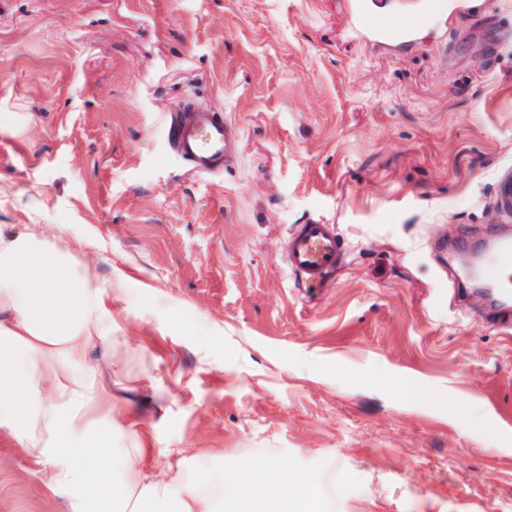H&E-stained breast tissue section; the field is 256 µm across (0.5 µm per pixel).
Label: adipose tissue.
Here are the masks:
<instances>
[{
    "mask_svg": "<svg viewBox=\"0 0 512 512\" xmlns=\"http://www.w3.org/2000/svg\"><path fill=\"white\" fill-rule=\"evenodd\" d=\"M61 233L58 224L0 231V431L65 512H222L228 496L262 512L296 497L271 462L205 484L150 446L140 414L112 398L130 354L112 332L118 291L79 263L84 241L61 245Z\"/></svg>",
    "mask_w": 512,
    "mask_h": 512,
    "instance_id": "1",
    "label": "adipose tissue"
}]
</instances>
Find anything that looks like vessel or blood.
<instances>
[{
	"instance_id": "obj_1",
	"label": "vessel or blood",
	"mask_w": 512,
	"mask_h": 512,
	"mask_svg": "<svg viewBox=\"0 0 512 512\" xmlns=\"http://www.w3.org/2000/svg\"><path fill=\"white\" fill-rule=\"evenodd\" d=\"M353 25L372 41L411 42L406 27L384 28L373 24L362 0L353 5ZM170 151L200 174H215L228 167L238 152L237 132L221 111L199 106L191 100L178 103L164 117ZM344 243L332 224H300L289 234L285 258L289 269L310 289L323 286L341 263ZM483 265L490 268L496 302V324L512 328V234L498 235L485 252Z\"/></svg>"
}]
</instances>
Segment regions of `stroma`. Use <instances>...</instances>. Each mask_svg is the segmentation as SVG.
<instances>
[{
  "label": "stroma",
  "mask_w": 512,
  "mask_h": 512,
  "mask_svg": "<svg viewBox=\"0 0 512 512\" xmlns=\"http://www.w3.org/2000/svg\"><path fill=\"white\" fill-rule=\"evenodd\" d=\"M0 0V228L60 224L132 352L113 391L201 479L271 461L320 512H512V330L434 250L496 234L512 170V0ZM231 167L169 155L183 98ZM345 255L320 293L295 225ZM482 403L483 427L464 422ZM0 512H63L0 434ZM353 20L355 29L361 33L370 35L371 40L375 43H383L386 41L408 43L412 41V30L407 27L384 28L373 24L364 10L362 1H354ZM164 125L170 151L197 173H218L237 155V132L219 110L185 99L166 112ZM344 243L332 224H298L285 245L288 268L311 290L323 286L341 263Z\"/></svg>",
  "instance_id": "stroma-1"
}]
</instances>
